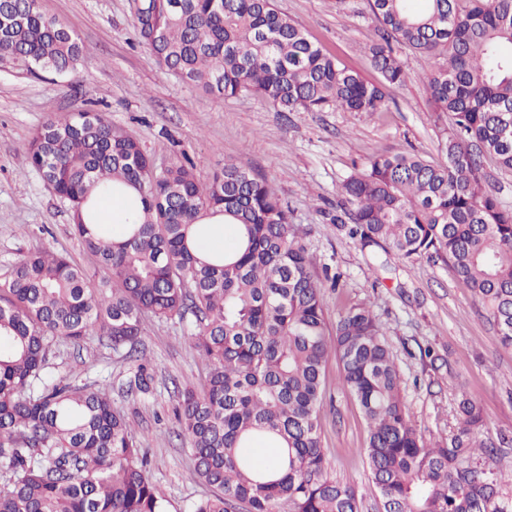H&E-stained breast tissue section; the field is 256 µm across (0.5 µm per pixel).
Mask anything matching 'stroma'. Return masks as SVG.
I'll list each match as a JSON object with an SVG mask.
<instances>
[{"label":"stroma","mask_w":512,"mask_h":512,"mask_svg":"<svg viewBox=\"0 0 512 512\" xmlns=\"http://www.w3.org/2000/svg\"><path fill=\"white\" fill-rule=\"evenodd\" d=\"M135 3L39 0L41 13L78 37L85 63L61 78L0 62V282L27 253L44 250L67 256L95 281L108 279L75 236L68 204L32 169L26 151L32 133L48 119L98 111L134 136L157 167L186 158L205 181L230 160L268 181L324 285L328 323L362 302L381 323L400 374L402 403L426 441L443 440L455 429L462 390L480 405L491 434L512 437V349L500 344L451 264L427 257L401 260L380 247L361 246L340 222V186L374 154L416 153L444 162L448 121L436 117L427 86L437 58L402 50L408 78L401 85L385 84L368 51L377 38L368 0H276L311 41L363 80L382 85L386 95L383 111L371 114L334 107L280 112L253 95L213 97L160 67L136 41ZM188 334L181 323L152 319L138 359L113 352L95 336L78 343L56 340L48 355L51 380L109 386L170 512H190L209 493L193 475L174 415L179 392L204 374ZM140 360L150 366L153 382L149 393L131 395L127 379ZM340 372L338 358L330 357L320 409L330 474L356 490L362 512H381L364 454L367 425L353 397L339 387Z\"/></svg>","instance_id":"stroma-1"}]
</instances>
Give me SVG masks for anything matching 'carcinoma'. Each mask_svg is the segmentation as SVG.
<instances>
[{"label": "carcinoma", "instance_id": "carcinoma-1", "mask_svg": "<svg viewBox=\"0 0 512 512\" xmlns=\"http://www.w3.org/2000/svg\"><path fill=\"white\" fill-rule=\"evenodd\" d=\"M141 0L135 29L161 26L147 48L185 83L234 98L250 93L281 112L336 106L380 112L382 88L311 42L275 0ZM374 66L404 83L397 43L442 64L428 77L436 112L451 118L434 164L380 153L340 194L353 206L350 236L401 259L445 258L512 348V209L484 181L488 161L512 172V0H371ZM0 59L65 75L82 59L78 39L31 0H0ZM30 164L70 205L73 231L109 271L106 293L85 270L48 252L26 255L0 284V465L10 473L0 512H169L128 418L107 388L44 382L56 338L106 337L137 352L149 317L190 322L204 361L201 388L178 394L177 416L194 477L212 494L192 512H359L355 491L329 477L321 447L322 373L341 362L340 385L368 428L365 453L383 512H512V473L480 459L484 417L461 391L448 439L425 442L404 411L400 377L382 327L364 305L329 334L322 284L288 211L266 179L235 163L196 178L187 161L153 176L139 141L97 112L51 118L27 144ZM125 204L114 235L98 204ZM222 215L235 231L224 253H203L202 220ZM140 363L128 389L149 391ZM274 443L270 466L256 447Z\"/></svg>", "mask_w": 512, "mask_h": 512}]
</instances>
